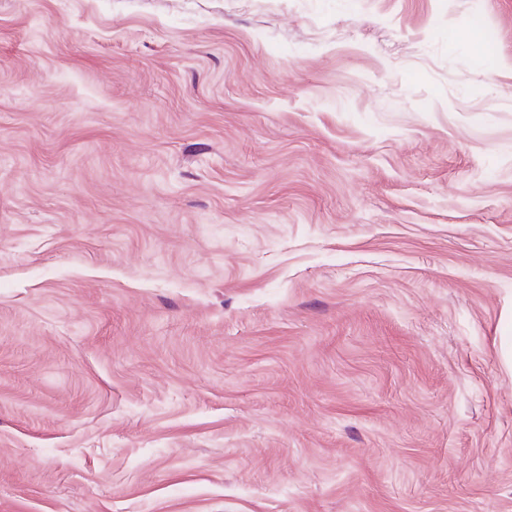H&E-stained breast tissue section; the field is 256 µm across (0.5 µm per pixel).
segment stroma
Listing matches in <instances>:
<instances>
[{
  "mask_svg": "<svg viewBox=\"0 0 512 512\" xmlns=\"http://www.w3.org/2000/svg\"><path fill=\"white\" fill-rule=\"evenodd\" d=\"M510 322L512 0H0V512H512Z\"/></svg>",
  "mask_w": 512,
  "mask_h": 512,
  "instance_id": "35a3bbf8",
  "label": "stroma"
}]
</instances>
